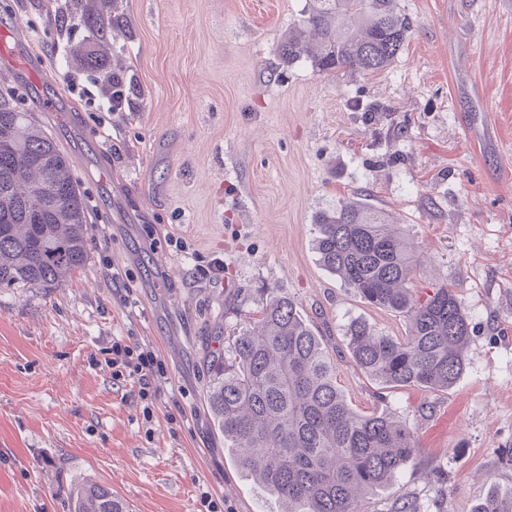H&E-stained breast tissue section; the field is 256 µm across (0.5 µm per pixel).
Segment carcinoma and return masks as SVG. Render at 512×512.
I'll return each instance as SVG.
<instances>
[{"label":"carcinoma","instance_id":"1","mask_svg":"<svg viewBox=\"0 0 512 512\" xmlns=\"http://www.w3.org/2000/svg\"><path fill=\"white\" fill-rule=\"evenodd\" d=\"M112 6L99 0L91 16L101 34L114 23ZM410 29L396 0H309L279 50L284 63L304 56L323 74H372L395 61ZM88 217L71 158L0 93V285L51 288L81 270ZM388 227V215L362 197L317 218L320 264L363 303L409 320L403 338L352 322L351 359L385 386L447 390L465 369L469 313L447 285L422 298L405 287L420 256L406 234ZM213 367L207 403L215 431L239 470L287 502L288 512H362L418 451L403 422L350 407L323 339L284 292L260 301L230 360ZM70 512L127 510L112 489L84 484L72 490ZM474 512H512V496L493 491Z\"/></svg>","mask_w":512,"mask_h":512}]
</instances>
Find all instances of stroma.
<instances>
[{"mask_svg": "<svg viewBox=\"0 0 512 512\" xmlns=\"http://www.w3.org/2000/svg\"><path fill=\"white\" fill-rule=\"evenodd\" d=\"M96 5L0 0L25 61H0V92L70 155L92 216L84 270L0 288V512H68L86 482L133 512H200L205 492L222 512H284L239 472L205 401L207 337L230 350L275 290L323 336L349 405L418 441L364 512H473L512 493V0H397L411 32L395 62L337 76L279 56L307 0H114L103 38L82 22ZM43 67L52 83L35 82ZM105 72L132 89L123 111L103 108ZM357 193L419 243L415 291L450 285L470 314L451 389L387 388L351 360V321L408 329L318 262L317 215ZM116 339L162 363L151 417L112 377Z\"/></svg>", "mask_w": 512, "mask_h": 512, "instance_id": "1", "label": "stroma"}]
</instances>
